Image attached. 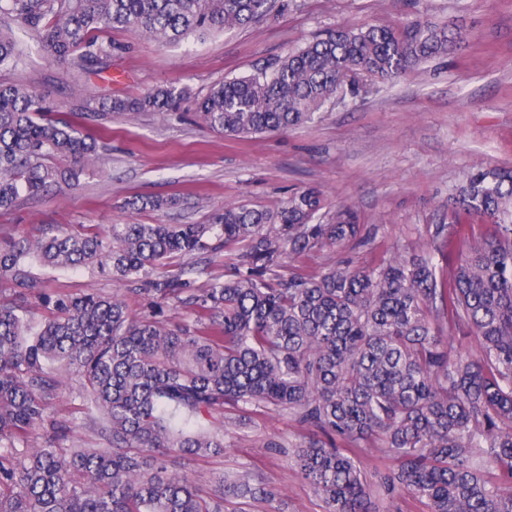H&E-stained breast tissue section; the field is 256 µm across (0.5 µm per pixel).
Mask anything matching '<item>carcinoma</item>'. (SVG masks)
I'll return each instance as SVG.
<instances>
[{
  "label": "carcinoma",
  "mask_w": 512,
  "mask_h": 512,
  "mask_svg": "<svg viewBox=\"0 0 512 512\" xmlns=\"http://www.w3.org/2000/svg\"><path fill=\"white\" fill-rule=\"evenodd\" d=\"M288 0H0V69L15 67L16 25L56 60L86 73L122 47L105 37L132 29L161 43L203 38L260 21ZM461 29L420 17L397 28L343 26L288 50L270 70L226 79L196 111L226 136L286 132L342 93L357 98L452 52ZM187 90L159 87L113 96L99 112L56 115L37 89L0 84V210L79 180L99 142L85 122L104 113L175 112ZM66 158L70 164L56 163ZM455 214L494 231L468 241L453 275L435 254L464 225L435 224L431 249L392 251L377 262L288 267L317 251L363 243L370 232L339 204L325 221L322 193L307 188L275 211L227 204L212 224L88 225L72 234L0 243V512H240L276 491L248 468L208 490L175 468L180 456L224 455L243 414L285 410L313 434L292 461L326 512H373L372 494L425 499L432 512H512V170L474 168L452 194ZM224 249L230 274L189 292L186 270L164 279L174 258ZM93 266L115 281L193 307L190 324L157 310L134 315L125 295L79 296L41 288L28 265ZM46 311L28 318L26 293ZM188 298H182L184 293ZM466 328L475 354L448 353L444 333ZM81 381L98 410L106 448L32 441L72 421L50 400ZM379 441L393 462L377 487L360 465L362 443Z\"/></svg>",
  "instance_id": "obj_1"
}]
</instances>
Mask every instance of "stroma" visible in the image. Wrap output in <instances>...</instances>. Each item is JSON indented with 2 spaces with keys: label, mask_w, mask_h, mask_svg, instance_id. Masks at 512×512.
<instances>
[{
  "label": "stroma",
  "mask_w": 512,
  "mask_h": 512,
  "mask_svg": "<svg viewBox=\"0 0 512 512\" xmlns=\"http://www.w3.org/2000/svg\"><path fill=\"white\" fill-rule=\"evenodd\" d=\"M436 25L463 27L467 38L454 54L421 65L392 83L372 82L359 99L339 98L311 122L285 133L248 140L224 137L198 118L192 101L224 79L255 73L327 27L395 26L413 11ZM123 44L109 70L88 75L47 56L23 38L25 63L0 70L2 83L37 86L69 115L77 90L92 99L134 98L168 84L186 88L179 111L135 117L113 114L99 121L100 158L72 187L0 210V241L41 236L55 224L76 233L96 224H208L224 204L276 210L290 191L315 187L325 207L352 204L371 228L365 245L300 258L313 273L332 262L362 267L387 250L427 247L428 229L448 223V191L479 163L512 168V0H291L287 11L203 39L162 46L127 30L111 33ZM163 197L159 211L133 209V197ZM32 274L52 290L112 293L116 285L96 269L32 265ZM126 291L131 309L155 308L154 296ZM79 382L53 399L51 409L75 425L54 444L102 445L96 414L88 412ZM308 432L285 411L269 409L247 418L228 440L223 457L179 459L177 467L196 482L253 468L278 497L276 512H325V504L301 478L287 453Z\"/></svg>",
  "instance_id": "obj_1"
}]
</instances>
